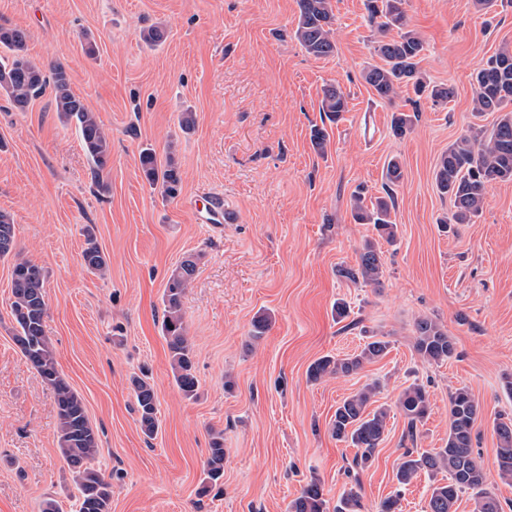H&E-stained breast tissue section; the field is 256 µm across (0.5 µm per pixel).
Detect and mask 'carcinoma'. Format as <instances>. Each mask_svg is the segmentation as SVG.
<instances>
[{
    "label": "carcinoma",
    "mask_w": 512,
    "mask_h": 512,
    "mask_svg": "<svg viewBox=\"0 0 512 512\" xmlns=\"http://www.w3.org/2000/svg\"><path fill=\"white\" fill-rule=\"evenodd\" d=\"M406 0H366L369 21L384 34L397 30V36L377 41L374 51L383 61L371 65L363 73L365 83L374 95L390 101L402 86H412L415 93L425 96L433 104L448 102L453 89L432 85L421 75L418 64L425 50L424 41L413 30L406 28ZM332 0H299V19L294 36L304 50L314 57H326L336 51L333 28ZM26 33L17 28L0 26V46L11 51V56H0V92L5 93L13 105L23 110L31 101L53 86L52 106L61 122L75 123L86 155L94 164L99 186L104 184L112 159V140L82 99L71 90L64 67L58 65L45 74L25 53ZM475 83L474 112L498 113L491 130L470 128L460 135L438 159L434 169L437 190L448 197L453 211L451 219L441 223L469 224L482 210L489 185L512 181V47H503L473 75ZM320 111L331 122H337L348 111V101L336 86L324 89ZM416 115L398 112L393 115L391 129L394 135L409 132ZM140 165L147 182L158 186L164 196L175 198L181 192L180 167L174 152L167 153L165 162L157 160L155 150L146 148L140 153ZM403 172L397 159L386 165L385 178L389 188L385 195L371 205L364 204V196L353 194L352 218L359 224H372L379 236L394 239L397 224L391 220L394 208L392 186L400 182ZM15 250V224L12 217L0 211V258L13 255ZM82 263L92 273L105 274L106 256L100 250L92 233L86 235ZM197 272V259L189 256L177 265L168 277L163 292L164 318L162 333L170 353V366L174 382L184 397L198 395L195 375L194 351L186 336L182 313V298ZM336 274L354 283L378 286L383 277L380 251L373 242H366L356 265L341 266ZM11 316L16 323L13 340L21 354L36 371L42 382L54 395L57 419L58 451L72 474L79 491L78 512H111L112 479L105 477L95 462L100 452L97 431L88 418L83 399L61 376L56 360V348L46 332V273L43 268L21 259L12 267ZM414 350L428 364H439L450 359L455 345L448 331L439 321L423 316L413 325ZM389 342L376 338L362 349L345 358L325 356L311 364L309 379L319 381L332 376H350L365 364L383 358ZM138 422L142 433L153 438L159 427L158 399L151 377L143 370L131 378ZM379 392L378 383L365 385L355 394L343 399L331 420L332 435L338 441L357 449L355 466L363 468L371 460L376 448L384 440L390 408L374 406ZM396 408L404 417L406 436L416 435L418 424L430 414L431 401L427 387L413 383L398 396ZM478 419V405L470 390L459 387L450 394L448 413V442L435 452H417L411 448L403 453L397 469L399 485L410 484L419 474L434 476L448 472V481L431 486L426 512H457L460 494L471 493L475 512H503L495 494L488 488L486 470L477 454L473 440ZM498 440L496 448L497 473L500 479L512 480V418L500 417L494 422ZM224 477V437L216 433L210 441L204 463V478L198 495L209 493ZM288 512H363L359 493L354 489L344 492L333 510H328L321 481L311 478L299 495L288 505Z\"/></svg>",
    "instance_id": "obj_1"
}]
</instances>
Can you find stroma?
Instances as JSON below:
<instances>
[{"mask_svg": "<svg viewBox=\"0 0 512 512\" xmlns=\"http://www.w3.org/2000/svg\"><path fill=\"white\" fill-rule=\"evenodd\" d=\"M336 51L317 58L293 38L298 0H0V26L23 29L26 54L62 64L72 92L112 136V163L100 189L75 124H62L51 94L19 111L0 94V211L15 224L21 257L47 275L46 332L58 370L82 397L98 431L97 465L112 478V512H288L310 478L328 503L348 489L363 512L399 494L398 512H425L433 481L399 487L407 448L435 451L448 440L449 397L468 387L479 407L474 450L504 512L512 483L496 471L497 417H512V182L489 187L468 224L442 230L447 197L435 188L438 158L465 130L491 128L494 113L473 114L474 71L512 46V0L489 14L472 0H407L409 25L425 42L419 69L454 89L443 105L401 88L380 103L364 82L378 63L377 30L365 0H333ZM166 40L148 47L143 29ZM342 89L349 110L336 123L320 110L325 86ZM196 114L191 132L178 116ZM415 115L405 136L393 112ZM328 134L325 151L313 127ZM176 144L179 196L168 199L141 171L143 148ZM403 178L390 190L395 243L354 223L351 197L384 195L385 165ZM219 196L230 219L222 230L198 223L188 202ZM93 234L109 263L99 277L81 253ZM383 262L379 286L340 278L365 241ZM198 258L182 298L193 345L197 399L182 396L161 332L162 294L186 256ZM12 258L0 259V512H39L54 497L75 512L77 488L57 453L54 397L13 341ZM350 307L354 328L333 315ZM272 322L253 338L261 314ZM438 319L453 357L423 363L413 324ZM390 343L357 374L318 382L309 366L353 353L368 336ZM148 367L160 426L146 438L137 422L130 376ZM380 380L377 404L391 408L383 441L363 468L355 448L329 429L337 405ZM232 389H225V382ZM423 383L431 411L414 438L393 405ZM224 434V480L206 496L210 434Z\"/></svg>", "mask_w": 512, "mask_h": 512, "instance_id": "obj_1", "label": "stroma"}]
</instances>
